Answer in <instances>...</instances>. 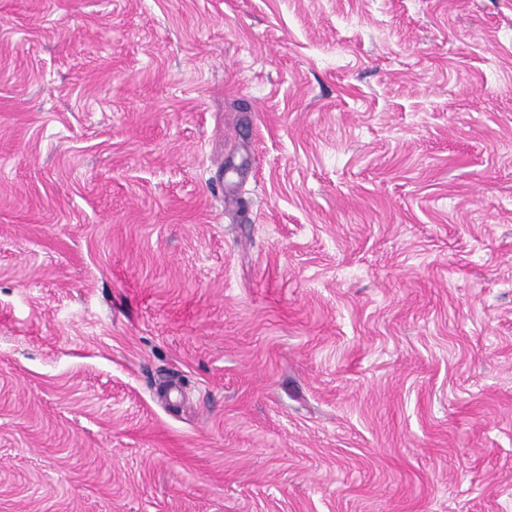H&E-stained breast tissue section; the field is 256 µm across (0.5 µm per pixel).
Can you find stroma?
Returning <instances> with one entry per match:
<instances>
[{
  "label": "stroma",
  "instance_id": "35a3bbf8",
  "mask_svg": "<svg viewBox=\"0 0 512 512\" xmlns=\"http://www.w3.org/2000/svg\"><path fill=\"white\" fill-rule=\"evenodd\" d=\"M0 512H512V0H0Z\"/></svg>",
  "mask_w": 512,
  "mask_h": 512
}]
</instances>
